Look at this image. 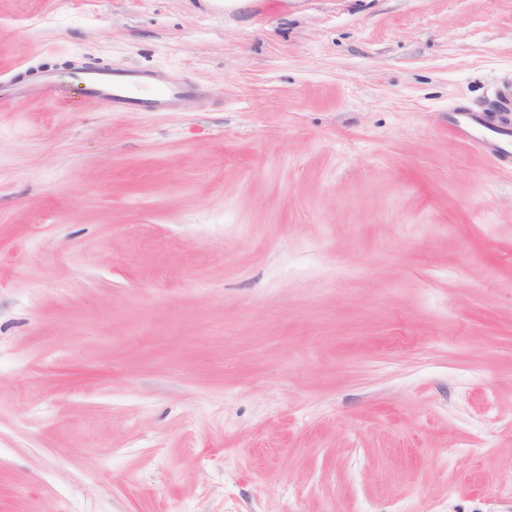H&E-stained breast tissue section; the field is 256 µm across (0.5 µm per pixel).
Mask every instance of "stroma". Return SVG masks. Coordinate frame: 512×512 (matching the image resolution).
Segmentation results:
<instances>
[{
    "label": "stroma",
    "instance_id": "stroma-1",
    "mask_svg": "<svg viewBox=\"0 0 512 512\" xmlns=\"http://www.w3.org/2000/svg\"><path fill=\"white\" fill-rule=\"evenodd\" d=\"M0 512H512V0H0ZM16 97L48 95L65 107L106 101L122 112H171L191 97L196 88L162 72L82 67L67 81L47 75L41 83L13 88ZM454 134L468 147L482 150L498 163H510L512 168V132L498 127L480 112H457L450 115Z\"/></svg>",
    "mask_w": 512,
    "mask_h": 512
}]
</instances>
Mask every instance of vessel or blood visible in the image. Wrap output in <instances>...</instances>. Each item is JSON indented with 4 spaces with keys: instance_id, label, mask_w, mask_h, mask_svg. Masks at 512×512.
I'll return each mask as SVG.
<instances>
[{
    "instance_id": "obj_1",
    "label": "vessel or blood",
    "mask_w": 512,
    "mask_h": 512,
    "mask_svg": "<svg viewBox=\"0 0 512 512\" xmlns=\"http://www.w3.org/2000/svg\"><path fill=\"white\" fill-rule=\"evenodd\" d=\"M195 92L193 85L162 72L107 70L82 67L68 80L48 75L41 83L16 88V97L48 95L66 107L105 101L122 112H171ZM454 134L468 147L485 152L497 162L512 164V130L498 127L480 112L451 115Z\"/></svg>"
}]
</instances>
